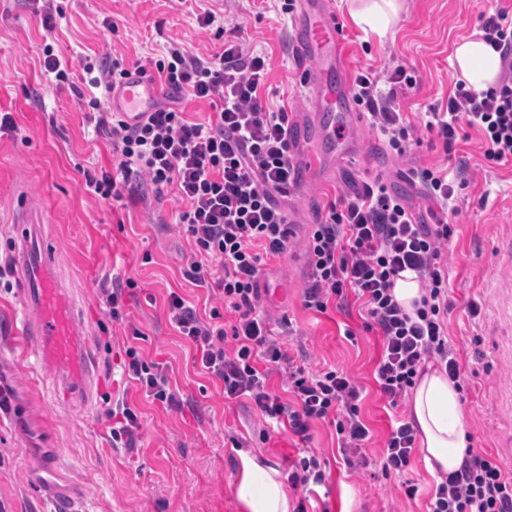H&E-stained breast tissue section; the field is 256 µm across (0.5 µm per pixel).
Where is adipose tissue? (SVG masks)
I'll return each mask as SVG.
<instances>
[{"label": "adipose tissue", "mask_w": 512, "mask_h": 512, "mask_svg": "<svg viewBox=\"0 0 512 512\" xmlns=\"http://www.w3.org/2000/svg\"><path fill=\"white\" fill-rule=\"evenodd\" d=\"M398 10V0H367L363 6L351 9L350 15L357 26L382 38ZM453 60L468 87L484 91L496 83L500 53L485 41L468 39L458 43ZM412 419L430 471L448 474L460 469L467 445L466 428L459 393L445 373L430 369L419 377L412 394ZM237 495L247 512H290L278 471L248 454L241 460Z\"/></svg>", "instance_id": "ef3b65f1"}]
</instances>
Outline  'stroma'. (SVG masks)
Wrapping results in <instances>:
<instances>
[{
	"label": "stroma",
	"instance_id": "stroma-1",
	"mask_svg": "<svg viewBox=\"0 0 512 512\" xmlns=\"http://www.w3.org/2000/svg\"><path fill=\"white\" fill-rule=\"evenodd\" d=\"M64 10L44 27V0H0V113H11L16 129L0 132V267H11L0 286V383L10 386L11 410L0 414V499L8 512H52L46 494L31 480L44 448L59 449L64 475L79 495L80 512H245L235 493L240 457L256 456L285 471L300 441L288 432L262 440L263 419L247 399L225 401L222 384L199 368L193 343L169 325L165 300L175 290L197 309L208 307L207 291L183 275L193 250L175 225L171 196L114 205L87 192L84 170L111 167L112 145L96 134L84 106L69 87H57L43 68L44 49L64 58L79 54L114 56L132 62L178 45L210 55L223 41L203 32L197 14L211 10L224 20L233 41L266 56L270 63L263 98L301 115L308 109L303 86L308 64L292 53L291 15L283 0H57ZM354 71L381 76L405 66L415 88L399 90L396 104L416 123L417 144L394 154L368 118L357 134L364 156L377 165L374 181L399 188L417 210L431 203L418 186L404 184L416 167L443 168L462 181L450 217L454 234L444 249L448 265V338L467 386L461 404L473 447L484 450L512 473V275L499 270L498 247L512 238V164L490 166L486 145L468 129L455 156H447L421 127L424 112L445 109L461 75L452 64L462 40L481 34L485 18L512 0H402L387 37L364 32L349 15L347 0H332ZM366 180L340 166L319 180L308 170L284 204L296 224L291 248L263 266V305L274 331L290 321L291 355L310 371L336 368L361 389V414L370 429L363 449L366 464L345 466L336 430L324 421L311 425L309 448L326 470L324 486L309 498L311 512H427L435 476L422 452H415L406 476H383L381 461L394 415L410 416V401L390 408L373 379L381 342L364 328L360 306L319 313L304 305L308 277L306 225L316 223L337 194L352 193ZM34 224L56 272L76 307L77 324L93 361L98 387L90 398L62 400L58 375L34 352L18 348L13 334L26 311L22 255L27 240L19 225ZM133 279L126 289L130 322L109 324L99 297L103 278ZM143 340H134L133 330ZM162 363L184 402L180 411L151 402L122 376L127 345ZM141 413L135 448L112 443L106 415L117 401ZM419 491L405 497L401 484Z\"/></svg>",
	"mask_w": 512,
	"mask_h": 512
}]
</instances>
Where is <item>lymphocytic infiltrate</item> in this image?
I'll return each mask as SVG.
<instances>
[{
    "instance_id": "lymphocytic-infiltrate-1",
    "label": "lymphocytic infiltrate",
    "mask_w": 512,
    "mask_h": 512,
    "mask_svg": "<svg viewBox=\"0 0 512 512\" xmlns=\"http://www.w3.org/2000/svg\"><path fill=\"white\" fill-rule=\"evenodd\" d=\"M154 67L172 90L174 103L155 106L136 125L104 111L99 98L89 99V118L111 139L117 162L114 169L85 173L87 191L115 202L172 194L178 203L176 222L194 247L185 275L209 287L218 303L204 317L178 292H169L171 326L195 344L200 367L222 383L225 399L247 397L266 423L287 426L304 442L312 422H330L345 464L359 465L369 430L360 417L357 387L341 371L312 373L298 364L273 336L262 311L261 263L291 245L288 213L278 198L299 178L288 109L269 107L261 99L269 70L266 57L245 53L233 42L211 56L173 46ZM44 68L58 86L68 85L77 69L82 81L108 92L143 66L88 56L72 62L48 50ZM387 83L388 90H381L375 74L358 72L354 95L390 150L401 156L415 126L394 99L397 88L414 87L416 79L400 66ZM186 98L213 102V115L191 120L180 106ZM424 127L449 154L463 128L477 129L491 165L512 161V77L482 92L457 81L446 109L427 112ZM410 176L441 211H454L456 185L447 172L419 168ZM452 233L445 221L430 224L414 215L382 183L337 196L310 227L304 304L324 312L355 293L366 330L382 340L374 377L390 407L404 401L428 362L445 371L456 390L464 388L463 371L448 341V271L438 262ZM407 270L415 272L423 291L410 312L392 295L396 279ZM228 310L235 316L229 324L224 321ZM125 355L124 373L147 397L165 408L183 409L162 363L145 359L134 346ZM275 371L286 382L287 396L268 385ZM416 433L413 422L401 416L393 420L384 474L410 467ZM429 512H512V477L485 451L467 448L459 470L437 476Z\"/></svg>"
}]
</instances>
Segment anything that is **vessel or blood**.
Here are the masks:
<instances>
[{"mask_svg": "<svg viewBox=\"0 0 512 512\" xmlns=\"http://www.w3.org/2000/svg\"><path fill=\"white\" fill-rule=\"evenodd\" d=\"M291 38L295 57L313 65L307 76L310 112L305 125L294 131L297 159L315 177L324 178L336 165H357L363 159L360 143L352 134L359 116L351 90L352 68L330 0H299ZM161 93L148 76L136 73L112 88L108 105L135 124ZM23 271L31 285V305L21 332L24 343L36 350L45 366L61 371V388L67 396L87 395L94 386V371L80 338L69 291L46 250L28 249ZM37 470L54 512H76L77 496L61 474L58 450L48 449Z\"/></svg>", "mask_w": 512, "mask_h": 512, "instance_id": "b4317fda", "label": "vessel or blood"}]
</instances>
